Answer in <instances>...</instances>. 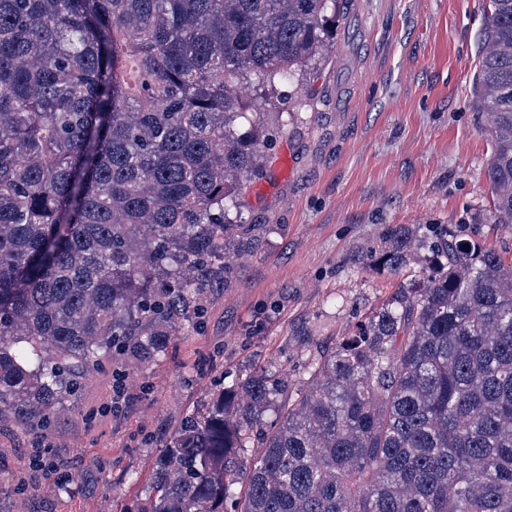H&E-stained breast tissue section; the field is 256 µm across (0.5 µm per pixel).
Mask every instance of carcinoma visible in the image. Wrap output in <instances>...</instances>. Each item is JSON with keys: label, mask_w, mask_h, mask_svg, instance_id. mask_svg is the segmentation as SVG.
Returning <instances> with one entry per match:
<instances>
[{"label": "carcinoma", "mask_w": 512, "mask_h": 512, "mask_svg": "<svg viewBox=\"0 0 512 512\" xmlns=\"http://www.w3.org/2000/svg\"><path fill=\"white\" fill-rule=\"evenodd\" d=\"M491 6L487 175L512 226V0ZM337 7L0 0V415L50 425L84 373L150 360L198 315L248 232L228 203L276 110L236 81L271 88L311 64ZM366 255L391 273L420 261L422 278L318 354L300 398L267 370L206 397L127 512H512V261L406 224Z\"/></svg>", "instance_id": "obj_1"}]
</instances>
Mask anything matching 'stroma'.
Returning a JSON list of instances; mask_svg holds the SVG:
<instances>
[{
	"label": "stroma",
	"instance_id": "stroma-1",
	"mask_svg": "<svg viewBox=\"0 0 512 512\" xmlns=\"http://www.w3.org/2000/svg\"><path fill=\"white\" fill-rule=\"evenodd\" d=\"M489 0H346L333 52L278 83L263 168L238 198L254 232L198 318L147 363L87 375L49 428L0 417V512H125L181 420L217 382L253 367L300 392L318 348L332 346L419 267L394 275L358 261L390 224H445L512 255L494 221L486 169L490 120L479 106L480 32ZM130 407L112 409L116 374ZM75 480L34 475L37 445Z\"/></svg>",
	"mask_w": 512,
	"mask_h": 512
}]
</instances>
